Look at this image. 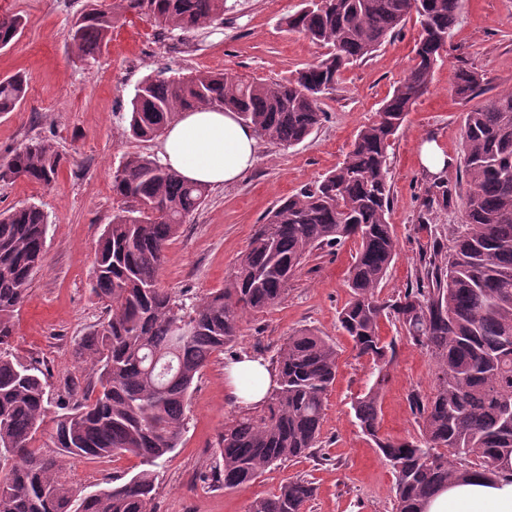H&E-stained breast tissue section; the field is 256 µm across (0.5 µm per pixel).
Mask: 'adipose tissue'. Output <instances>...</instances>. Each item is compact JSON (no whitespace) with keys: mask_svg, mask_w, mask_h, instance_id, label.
Masks as SVG:
<instances>
[{"mask_svg":"<svg viewBox=\"0 0 512 512\" xmlns=\"http://www.w3.org/2000/svg\"><path fill=\"white\" fill-rule=\"evenodd\" d=\"M258 138L233 112L201 110L178 115L164 131L162 163L186 180L211 187L229 185L250 171L257 159ZM233 395L242 402L263 399L274 376L263 360L242 358L227 364ZM425 512H512V479H485L471 473L431 497Z\"/></svg>","mask_w":512,"mask_h":512,"instance_id":"adipose-tissue-1","label":"adipose tissue"}]
</instances>
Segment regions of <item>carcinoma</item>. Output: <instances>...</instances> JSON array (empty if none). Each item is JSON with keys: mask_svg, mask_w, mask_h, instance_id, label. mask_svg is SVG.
<instances>
[{"mask_svg": "<svg viewBox=\"0 0 512 512\" xmlns=\"http://www.w3.org/2000/svg\"><path fill=\"white\" fill-rule=\"evenodd\" d=\"M228 0H120L124 12L143 15L161 29L191 32L224 21ZM462 0H304L283 19L326 49L322 58L284 80L197 71L145 77L130 101L126 132L137 140L160 136L179 113L232 111L258 138L289 148L325 120L321 97L348 66L370 57L419 19L416 65L358 133L344 162L317 185L284 199L264 218L224 288L191 306L159 287L168 242L190 221L208 187L184 180L150 155L124 157L112 174L117 202L100 237L92 292L105 318L73 349L86 374L64 384L62 412L51 413L44 373L9 350L13 318L40 266L48 220L37 205L0 211V512H150L153 467L172 453L185 430L195 377L234 343L248 312L279 302L296 270L315 251L349 240L359 249L349 275V300L341 329L360 357L376 367L368 391L353 403L362 432L373 439L396 477L397 512H424L441 487L471 470L441 452L476 455L479 471L495 481L512 477V89L466 113L462 134L468 191L462 223L448 239L431 230L419 252L416 287L379 298L397 239L387 220L388 149L411 106L427 91ZM118 12L91 4L73 21L77 55L94 58L108 45ZM23 17L0 18V49L14 43ZM482 76L456 74L464 101L481 94ZM26 93L18 72L0 79V114L14 112ZM62 155L47 139L9 154L0 181L24 178L49 184ZM392 318L434 362L433 393L411 400L422 420L412 441L378 436L382 390L392 358L381 344L379 323ZM336 346L299 331L280 348L277 386L265 400L224 428L218 444L224 488L251 484L262 472L317 447L324 404L336 377ZM51 451L33 447L47 423ZM118 455L139 459L141 469L93 491H74L68 463ZM311 483L296 478L277 492L253 499L247 512H304Z\"/></svg>", "mask_w": 512, "mask_h": 512, "instance_id": "carcinoma-1", "label": "carcinoma"}]
</instances>
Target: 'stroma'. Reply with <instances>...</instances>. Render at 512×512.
I'll return each mask as SVG.
<instances>
[{"instance_id":"obj_1","label":"stroma","mask_w":512,"mask_h":512,"mask_svg":"<svg viewBox=\"0 0 512 512\" xmlns=\"http://www.w3.org/2000/svg\"><path fill=\"white\" fill-rule=\"evenodd\" d=\"M85 2L0 0V17L18 14L26 21L20 38L0 49V79L21 71L28 81L18 110L0 115V161L38 138L51 140L64 157L50 184L23 178L0 182V210L35 204L48 218L45 258L15 314L9 344L21 362L47 374L54 397L62 394L68 378L82 372L72 356L75 343L104 317L91 288L98 241L112 219V173L128 154L158 153L157 141H137L123 132L135 87L166 67L281 81L322 53L282 23L302 0H240L223 24L199 32L162 33L146 17L127 14L107 48L86 62L76 57L70 41L71 22ZM419 32L417 18L407 19L369 59L343 70L335 88L321 98L326 121L305 141L286 149L260 142L249 174L210 189L166 249L161 288L192 304L224 287L262 217L343 162L358 132L376 118L384 99L413 68ZM462 67L484 78L477 104L512 88V0H464L429 88L412 106L389 150V222L398 250L381 298L414 283L428 229L444 233L461 221L459 196L466 191L462 131L465 114L475 104L452 90L454 74ZM427 137L452 160L444 177L428 175L421 166L418 144ZM439 183L456 188L457 198L448 204L434 200ZM357 249L350 241L333 253L313 255L283 298L266 311L244 316L237 342L201 370L181 443L157 469L152 512H246L254 498L275 492L295 476L315 488L306 512H395L394 472L363 435L351 408L354 398L372 385L373 364L356 356L338 323ZM301 330L328 337L338 351L319 446L310 457L268 468L252 484L225 489L214 480L216 448L225 425L242 407L229 393L224 368L241 355L272 362L288 336ZM379 335L396 349L381 396L379 434L395 440L418 436L409 399L414 393L430 395L433 361L392 321L381 320ZM137 464L136 458L123 456L74 460L69 467L75 488L95 490L113 477H131Z\"/></svg>"}]
</instances>
